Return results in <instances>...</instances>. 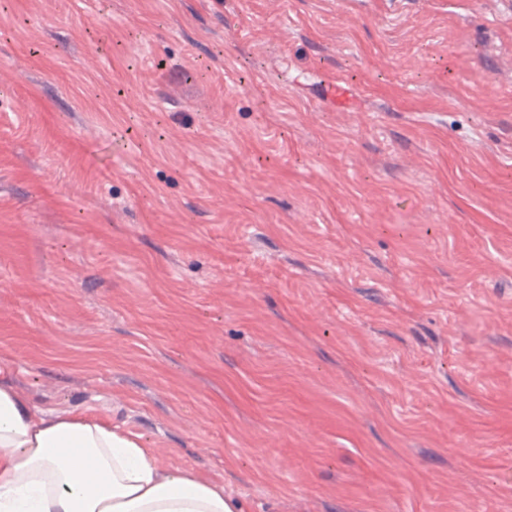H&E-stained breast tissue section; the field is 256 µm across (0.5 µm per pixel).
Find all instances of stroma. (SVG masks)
Masks as SVG:
<instances>
[{
  "label": "stroma",
  "instance_id": "1",
  "mask_svg": "<svg viewBox=\"0 0 512 512\" xmlns=\"http://www.w3.org/2000/svg\"><path fill=\"white\" fill-rule=\"evenodd\" d=\"M0 361L242 512H512V0H0Z\"/></svg>",
  "mask_w": 512,
  "mask_h": 512
}]
</instances>
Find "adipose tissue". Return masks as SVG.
I'll return each instance as SVG.
<instances>
[{
    "mask_svg": "<svg viewBox=\"0 0 512 512\" xmlns=\"http://www.w3.org/2000/svg\"><path fill=\"white\" fill-rule=\"evenodd\" d=\"M0 512H240L224 485L163 469L111 421L52 415L0 375Z\"/></svg>",
    "mask_w": 512,
    "mask_h": 512,
    "instance_id": "ef3b65f1",
    "label": "adipose tissue"
}]
</instances>
